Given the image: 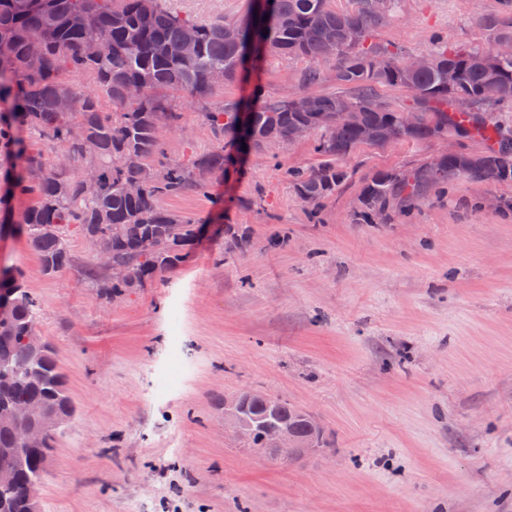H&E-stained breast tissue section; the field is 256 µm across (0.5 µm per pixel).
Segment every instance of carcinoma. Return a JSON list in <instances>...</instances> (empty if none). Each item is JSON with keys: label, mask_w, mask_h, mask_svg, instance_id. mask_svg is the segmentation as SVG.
I'll list each match as a JSON object with an SVG mask.
<instances>
[{"label": "carcinoma", "mask_w": 512, "mask_h": 512, "mask_svg": "<svg viewBox=\"0 0 512 512\" xmlns=\"http://www.w3.org/2000/svg\"><path fill=\"white\" fill-rule=\"evenodd\" d=\"M330 2L251 0L250 10L238 19L202 23L168 12L161 0H0V104L6 107L0 111V182L10 198L29 199L11 232L26 237L42 272L53 276L70 265L68 237L73 231L93 243L110 241L112 263L131 272L125 281H111L103 266L90 264L85 283L98 292L125 295L176 269L193 253L200 220L168 210L160 200L189 191L207 193L212 177L237 164L242 144L261 153L287 142L299 127L311 129L322 160L286 175L296 195L313 206L335 198L345 185L349 175L342 162L352 152L397 141L453 136L479 141L485 151L441 155L404 173L375 172L363 187L362 217L411 207L438 184L512 181V126L497 116L502 108L512 107V53L495 56L490 67H479L471 58L494 49L449 45L436 38L427 52L433 66L409 70L395 45L373 37L401 0H355L356 7L345 12ZM76 11L85 13V26L72 24ZM483 23L494 44L512 43V0ZM188 27L197 31L199 41L191 59L182 53ZM328 27L336 28L334 45L325 39ZM93 37L108 39L111 53L85 56L82 46ZM34 39L43 43L36 59L28 55ZM269 52L310 64L301 80L307 103L299 106L282 96L259 103L225 101L203 113L221 146L184 161L168 159L158 129L183 123L170 95L207 100L241 74L245 60H251L255 71ZM323 64L332 66L338 91L315 90L324 82ZM450 70L457 73L451 86ZM134 85L142 88V95L131 99L126 90ZM389 87L412 93L408 111L418 113L415 126L404 127L401 110L382 98L381 90ZM66 94L74 101L69 112L61 111ZM112 106L120 111L110 110ZM327 115L339 116L341 125L326 121ZM74 124L84 129L81 142L70 138ZM365 128L372 131L367 141L362 139ZM47 144L69 151L73 168L57 167L56 157L45 153ZM84 164L100 171L93 190L77 175ZM145 235L157 240L156 251L140 250ZM250 246L247 233L230 232L228 250ZM1 298L11 305V315L0 324V366L11 373H0V412L8 406L37 405L55 421L42 444L27 452L15 484L0 488V512H31L26 490L41 483L73 405L53 348L33 360L39 302L26 288L23 270L11 267L0 276ZM225 402L250 421L245 447L251 450L264 451L268 434L282 426L298 444L309 438L311 415L284 399L239 392ZM19 442L16 427L0 421V455Z\"/></svg>", "instance_id": "cac0c4a2"}]
</instances>
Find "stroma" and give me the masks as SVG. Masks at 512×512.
I'll return each mask as SVG.
<instances>
[{
	"label": "stroma",
	"mask_w": 512,
	"mask_h": 512,
	"mask_svg": "<svg viewBox=\"0 0 512 512\" xmlns=\"http://www.w3.org/2000/svg\"><path fill=\"white\" fill-rule=\"evenodd\" d=\"M207 22L249 0H162ZM502 0H401L377 29L404 56L433 37L490 45ZM307 64L268 54L212 104L299 90ZM169 158L216 150L184 95ZM440 142L357 149L320 210L285 178L320 157L305 139L247 154L206 195L163 199L211 230L190 260L118 301L87 288L92 242L41 271L25 236L0 240L39 301L75 405L39 487L40 512H512V183L459 180L386 224H359L365 178L430 160ZM253 245L224 250V228ZM180 384L159 394L172 345ZM255 389L323 426L326 448L272 460L224 432L225 396Z\"/></svg>",
	"instance_id": "obj_1"
}]
</instances>
